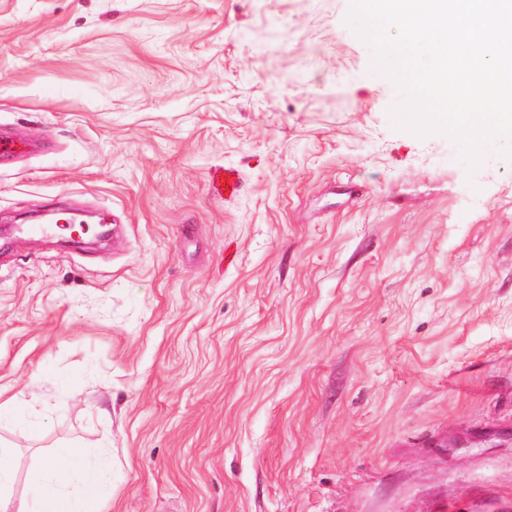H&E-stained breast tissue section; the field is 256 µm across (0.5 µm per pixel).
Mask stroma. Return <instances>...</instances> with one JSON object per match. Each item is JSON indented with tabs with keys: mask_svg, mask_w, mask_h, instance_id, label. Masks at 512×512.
<instances>
[{
	"mask_svg": "<svg viewBox=\"0 0 512 512\" xmlns=\"http://www.w3.org/2000/svg\"><path fill=\"white\" fill-rule=\"evenodd\" d=\"M349 10L0 0L14 498L77 443L99 512H512V141L397 129ZM58 207L113 233L9 234ZM219 183V184H217ZM212 184L224 199H233L239 191V179L235 171L220 168L212 174Z\"/></svg>",
	"mask_w": 512,
	"mask_h": 512,
	"instance_id": "1",
	"label": "stroma"
}]
</instances>
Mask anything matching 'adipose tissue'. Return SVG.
Segmentation results:
<instances>
[{
	"mask_svg": "<svg viewBox=\"0 0 512 512\" xmlns=\"http://www.w3.org/2000/svg\"><path fill=\"white\" fill-rule=\"evenodd\" d=\"M112 464L90 462L83 448L73 446L53 456L28 473L27 493L16 505L17 512H92L93 495L109 483Z\"/></svg>",
	"mask_w": 512,
	"mask_h": 512,
	"instance_id": "obj_1",
	"label": "adipose tissue"
}]
</instances>
